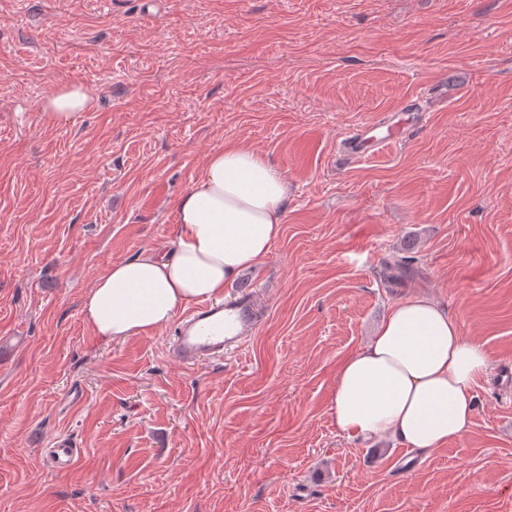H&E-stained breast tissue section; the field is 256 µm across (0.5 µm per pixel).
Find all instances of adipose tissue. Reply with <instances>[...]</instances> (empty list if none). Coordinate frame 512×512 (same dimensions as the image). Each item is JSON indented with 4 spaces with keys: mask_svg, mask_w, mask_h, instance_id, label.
Masks as SVG:
<instances>
[{
    "mask_svg": "<svg viewBox=\"0 0 512 512\" xmlns=\"http://www.w3.org/2000/svg\"><path fill=\"white\" fill-rule=\"evenodd\" d=\"M90 99L84 87H60L42 118L70 123ZM287 197L283 174L255 151L228 143L212 152L204 176L175 202L171 242L112 263L83 297L86 324L100 339L120 340L223 296L226 283L268 255ZM488 367L484 346L462 336L447 309L408 297L364 348L341 361L329 414L350 437H388L418 451L444 448L469 431Z\"/></svg>",
    "mask_w": 512,
    "mask_h": 512,
    "instance_id": "adipose-tissue-1",
    "label": "adipose tissue"
}]
</instances>
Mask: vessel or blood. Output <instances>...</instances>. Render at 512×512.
I'll use <instances>...</instances> for the list:
<instances>
[{
	"mask_svg": "<svg viewBox=\"0 0 512 512\" xmlns=\"http://www.w3.org/2000/svg\"><path fill=\"white\" fill-rule=\"evenodd\" d=\"M395 141L394 134L375 139L359 128L343 138L338 153L347 161L362 159L377 154ZM257 314L256 298L247 290L239 291L220 304H201L179 321L168 351L180 365L197 367L244 344L257 322ZM79 454V449L68 438L59 437L47 449L46 459L51 468L63 472L75 464Z\"/></svg>",
	"mask_w": 512,
	"mask_h": 512,
	"instance_id": "obj_1",
	"label": "vessel or blood"
}]
</instances>
